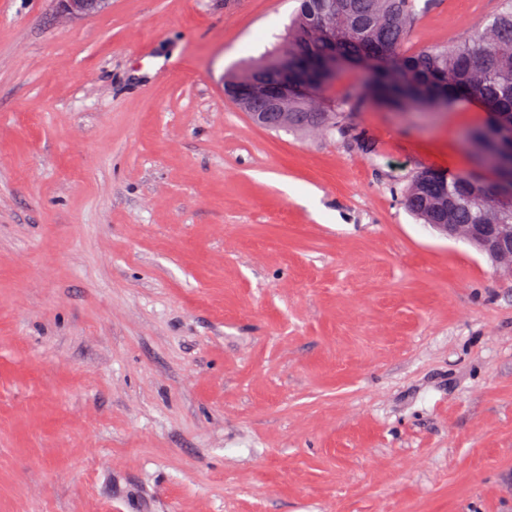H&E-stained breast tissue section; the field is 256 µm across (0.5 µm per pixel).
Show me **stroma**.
I'll return each mask as SVG.
<instances>
[{
	"instance_id": "35a3bbf8",
	"label": "stroma",
	"mask_w": 512,
	"mask_h": 512,
	"mask_svg": "<svg viewBox=\"0 0 512 512\" xmlns=\"http://www.w3.org/2000/svg\"><path fill=\"white\" fill-rule=\"evenodd\" d=\"M408 49L500 0H418ZM299 0H0V512H512V278L402 203L476 103L254 125ZM110 0H56L55 18L67 21L84 18L102 12Z\"/></svg>"
}]
</instances>
